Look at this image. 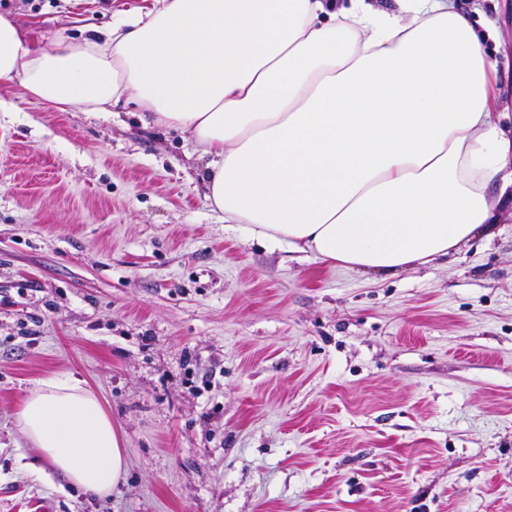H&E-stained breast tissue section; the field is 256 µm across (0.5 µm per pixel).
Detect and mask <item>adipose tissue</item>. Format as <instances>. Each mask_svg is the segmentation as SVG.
Returning <instances> with one entry per match:
<instances>
[{
	"instance_id": "obj_1",
	"label": "adipose tissue",
	"mask_w": 512,
	"mask_h": 512,
	"mask_svg": "<svg viewBox=\"0 0 512 512\" xmlns=\"http://www.w3.org/2000/svg\"><path fill=\"white\" fill-rule=\"evenodd\" d=\"M484 38L454 0H154L105 37L48 47L0 14V80L62 110L135 101L208 156L225 220L395 275L512 207ZM15 425L84 493L111 495L125 472L111 417L72 375L39 380Z\"/></svg>"
}]
</instances>
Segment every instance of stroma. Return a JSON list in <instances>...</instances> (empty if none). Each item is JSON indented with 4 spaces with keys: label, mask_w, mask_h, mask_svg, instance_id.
Instances as JSON below:
<instances>
[{
    "label": "stroma",
    "mask_w": 512,
    "mask_h": 512,
    "mask_svg": "<svg viewBox=\"0 0 512 512\" xmlns=\"http://www.w3.org/2000/svg\"><path fill=\"white\" fill-rule=\"evenodd\" d=\"M153 0H0L37 46ZM0 512H512V214L396 276L212 210L188 134L0 81ZM85 380L126 457L92 497L30 448Z\"/></svg>",
    "instance_id": "1"
}]
</instances>
